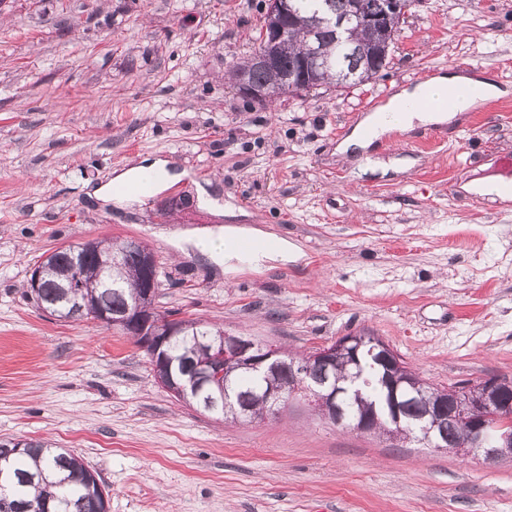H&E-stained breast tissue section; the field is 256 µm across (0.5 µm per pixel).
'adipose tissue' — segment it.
<instances>
[{
  "label": "adipose tissue",
  "instance_id": "adipose-tissue-1",
  "mask_svg": "<svg viewBox=\"0 0 512 512\" xmlns=\"http://www.w3.org/2000/svg\"><path fill=\"white\" fill-rule=\"evenodd\" d=\"M455 84L473 86V96L469 101L470 107L506 96L507 91L495 81L488 78H473L454 72L432 76L427 81L400 88L381 105L379 111L364 117L357 127L339 144L340 152L367 150L375 139L393 130L394 126L410 127L414 124L433 125L451 121L455 113L451 110H425L416 108L415 103L424 92L439 93ZM150 172L155 176L157 189H165L176 181V174L171 173L164 160L156 158L144 160L142 164L118 172L112 183L101 186L94 191L97 199L106 203H116L123 206L132 203V196L116 193V185L136 181L143 173ZM246 229L227 227L222 236L212 240L199 242L201 251L211 257L223 260L227 267L235 263L248 262L258 264L270 259H284L288 256L286 241L275 238L258 240L254 249L246 254L240 253L236 246V238L246 236Z\"/></svg>",
  "mask_w": 512,
  "mask_h": 512
}]
</instances>
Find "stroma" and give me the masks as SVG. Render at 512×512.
<instances>
[{
    "instance_id": "1",
    "label": "stroma",
    "mask_w": 512,
    "mask_h": 512,
    "mask_svg": "<svg viewBox=\"0 0 512 512\" xmlns=\"http://www.w3.org/2000/svg\"><path fill=\"white\" fill-rule=\"evenodd\" d=\"M264 0H0V438L77 454L109 512H512L493 464L333 426L300 400L251 425L177 401L118 328L64 322L25 285L89 239L147 245L155 305L309 352L382 338L427 383L512 381V205L463 195L512 155V93L367 153L338 144L397 88L448 70L512 89V0H415L371 81L261 106L229 78ZM159 157L180 176L119 209L94 190ZM386 174L359 175L365 158ZM218 198L199 206V189ZM233 225L287 262L225 273L193 245Z\"/></svg>"
}]
</instances>
